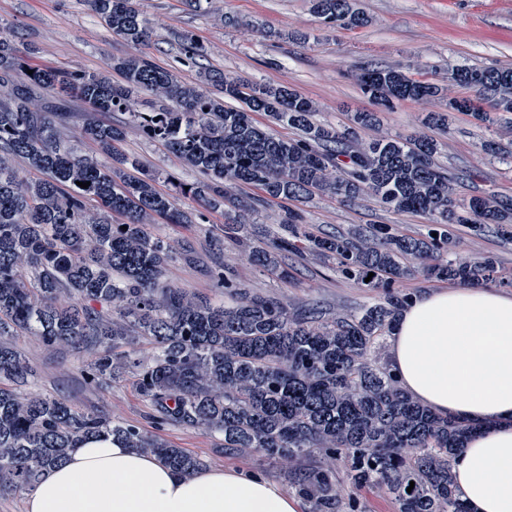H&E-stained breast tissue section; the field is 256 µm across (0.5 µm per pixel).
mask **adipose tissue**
I'll return each instance as SVG.
<instances>
[{
	"mask_svg": "<svg viewBox=\"0 0 512 512\" xmlns=\"http://www.w3.org/2000/svg\"><path fill=\"white\" fill-rule=\"evenodd\" d=\"M390 345L407 392L477 427L453 460L472 512H512V294L468 283L417 294ZM26 512H299V502L235 467L180 477L108 437L80 441L46 472Z\"/></svg>",
	"mask_w": 512,
	"mask_h": 512,
	"instance_id": "obj_1",
	"label": "adipose tissue"
}]
</instances>
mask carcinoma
<instances>
[{
  "label": "carcinoma",
  "instance_id": "cac0c4a2",
  "mask_svg": "<svg viewBox=\"0 0 512 512\" xmlns=\"http://www.w3.org/2000/svg\"><path fill=\"white\" fill-rule=\"evenodd\" d=\"M88 2L113 35L132 43L150 37L133 0ZM314 10L326 25L366 22L355 0H314ZM181 42L186 59L203 56L192 35H181ZM114 72L121 81L112 80ZM202 78L186 84L146 57H114L102 71L36 66L15 40L0 35V90H6L0 97V494L33 490L90 436H112L182 477L204 467L135 425L25 392L34 373L15 340L34 336L49 350L89 354L85 379L92 385L107 386L125 369H137L136 388L161 420L220 433L227 450L288 463L310 512H338L344 483L385 493L398 512H469L452 461L470 425L434 414L380 363L383 343L410 301L388 287L418 274L511 286L493 257L457 256L451 224H468L478 234L492 226L512 237V200L460 196L434 161L440 142L431 135L381 134L359 143L361 130L380 125L377 111L357 112L341 128L316 120L313 102L287 87L212 71ZM356 80L384 109L443 90L381 66L363 68ZM448 81L469 95L431 114L430 128L448 132L461 102L478 103L467 113L486 127L512 123V68L462 65ZM144 92L154 101L131 113L132 121L201 180L162 190L167 174L145 169L121 149L120 124L92 119L82 129L105 162L70 143L67 97L106 115L126 111ZM257 114L294 136L269 132ZM16 156L39 177L20 179ZM86 181L88 187L79 186ZM231 185L257 188L266 202L327 195L352 203L368 196L392 212L423 215L429 229L413 236L367 224L321 233L286 207L271 231L239 219ZM179 195L224 210L226 234L268 236L250 258L278 280L290 274L289 257L307 251L336 262L342 277L387 292L355 311L327 315L290 313L268 295L245 294L226 306L163 288L164 269L180 252L152 237L148 226L158 219L194 223L196 214L177 207ZM114 214L122 224L112 223ZM137 340L152 346L145 363L117 352ZM315 452L319 463L303 466Z\"/></svg>",
  "mask_w": 512,
  "mask_h": 512
}]
</instances>
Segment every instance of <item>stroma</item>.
Returning <instances> with one entry per match:
<instances>
[{
  "label": "stroma",
  "mask_w": 512,
  "mask_h": 512,
  "mask_svg": "<svg viewBox=\"0 0 512 512\" xmlns=\"http://www.w3.org/2000/svg\"><path fill=\"white\" fill-rule=\"evenodd\" d=\"M137 4L150 19L153 34L149 42L136 45L113 36L85 0H0V21L7 23L9 36L35 64L95 70L111 58L140 55L189 84L197 83L204 70H217L291 87L315 102L319 119L342 125L352 113L372 107L355 80L362 67H397L415 78L439 82L447 81L449 69L457 65L512 67V0H356L367 24L333 28L325 27L314 13L313 0H209L199 9L190 0ZM183 32L192 33L205 47L197 62L184 56L177 40ZM294 32L306 34V41L291 40ZM464 94L454 85L443 98L399 103L382 112V129L403 137L426 134V114L445 111L447 97ZM108 119L125 126L124 148L145 167L163 170L178 182L198 181L197 172L129 124L124 113L109 114ZM494 135L470 116L455 113L437 161L460 177L462 196L494 192L512 197V163L482 149L483 141ZM290 207L303 212L313 227L326 230L389 224L412 235L426 231L425 217L386 211L370 198L346 204L316 197L291 202ZM149 232L180 252L165 271L164 285L228 304L243 290L273 296L292 311H350L377 295L337 274L333 262L310 254L293 258L288 281L272 279L251 263L250 245L225 238L220 210L207 211L204 221L196 224L163 222L151 225ZM453 234L460 255L494 256L512 276L511 239L492 231L478 236L465 224L454 225ZM224 268L233 274L237 290L218 287L214 274ZM16 345L35 373L39 392L64 399L76 411H102L115 421L138 426L202 459L206 468L238 467L291 491L287 465L225 452L219 433L158 423L154 407L139 395L133 374H123L100 389L86 383L82 357L66 350L47 351L33 336L20 337Z\"/></svg>",
  "instance_id": "obj_1"
}]
</instances>
